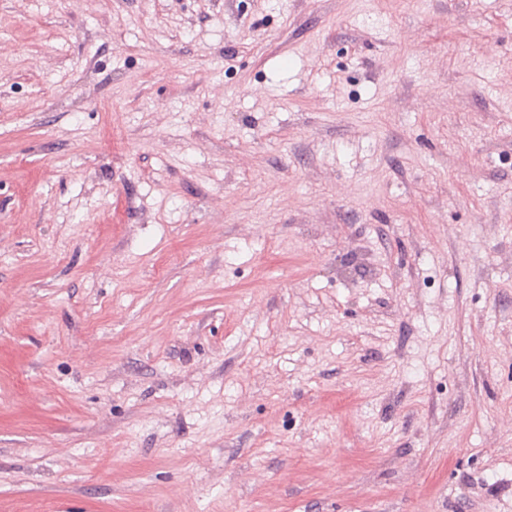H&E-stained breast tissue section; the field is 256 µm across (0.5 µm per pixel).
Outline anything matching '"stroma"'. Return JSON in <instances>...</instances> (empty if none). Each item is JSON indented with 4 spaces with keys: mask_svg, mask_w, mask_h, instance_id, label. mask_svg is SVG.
<instances>
[{
    "mask_svg": "<svg viewBox=\"0 0 512 512\" xmlns=\"http://www.w3.org/2000/svg\"><path fill=\"white\" fill-rule=\"evenodd\" d=\"M0 512H512V0H0Z\"/></svg>",
    "mask_w": 512,
    "mask_h": 512,
    "instance_id": "stroma-1",
    "label": "stroma"
}]
</instances>
